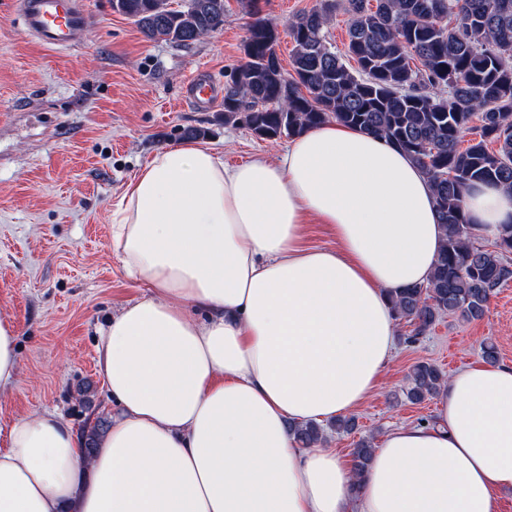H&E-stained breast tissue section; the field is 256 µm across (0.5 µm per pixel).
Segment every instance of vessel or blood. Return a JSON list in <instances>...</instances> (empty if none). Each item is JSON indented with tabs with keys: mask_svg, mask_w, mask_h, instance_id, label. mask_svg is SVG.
<instances>
[{
	"mask_svg": "<svg viewBox=\"0 0 512 512\" xmlns=\"http://www.w3.org/2000/svg\"><path fill=\"white\" fill-rule=\"evenodd\" d=\"M26 31L42 46L63 50L82 42L88 33V13L82 0H18ZM218 85L198 75L185 85L183 98L210 107L221 97Z\"/></svg>",
	"mask_w": 512,
	"mask_h": 512,
	"instance_id": "vessel-or-blood-1",
	"label": "vessel or blood"
}]
</instances>
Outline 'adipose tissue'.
I'll return each mask as SVG.
<instances>
[{
	"label": "adipose tissue",
	"instance_id": "obj_1",
	"mask_svg": "<svg viewBox=\"0 0 512 512\" xmlns=\"http://www.w3.org/2000/svg\"><path fill=\"white\" fill-rule=\"evenodd\" d=\"M465 209L495 239L512 193L473 184ZM311 223L335 247L308 246ZM443 236L425 171L335 122L273 161L157 153L112 208L123 267L149 286L97 349L120 413L90 456L59 417L18 418L0 512H497L512 491V365L455 373L431 422L382 438L357 491L347 459L288 430L377 388L390 298L427 283Z\"/></svg>",
	"mask_w": 512,
	"mask_h": 512
}]
</instances>
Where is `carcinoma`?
Here are the masks:
<instances>
[{"label": "carcinoma", "instance_id": "obj_1", "mask_svg": "<svg viewBox=\"0 0 512 512\" xmlns=\"http://www.w3.org/2000/svg\"><path fill=\"white\" fill-rule=\"evenodd\" d=\"M240 4L250 22L243 62L224 88V124L276 139L334 120L404 150L432 181L445 238L429 281L391 299L395 320L411 326L405 341L414 343L444 315L481 318L512 281V224L492 244L479 243L463 199L474 182L512 191V0H318L289 23L290 74L276 51L278 26L262 16L258 0ZM113 8L145 37L178 45L224 25V0H113ZM338 9L349 16L343 53L328 37ZM475 120L479 140L463 149ZM447 380L420 361L405 397L420 403ZM291 430L304 448L326 438L312 422ZM374 452L370 438L352 448L355 485Z\"/></svg>", "mask_w": 512, "mask_h": 512}]
</instances>
